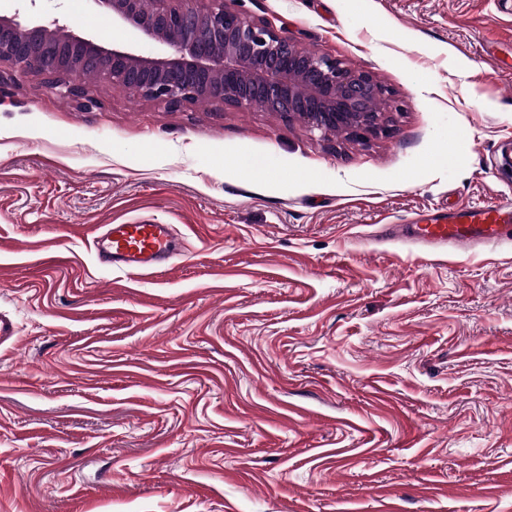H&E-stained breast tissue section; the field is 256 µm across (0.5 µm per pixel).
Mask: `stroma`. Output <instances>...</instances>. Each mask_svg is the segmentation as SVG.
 <instances>
[{"mask_svg":"<svg viewBox=\"0 0 512 512\" xmlns=\"http://www.w3.org/2000/svg\"><path fill=\"white\" fill-rule=\"evenodd\" d=\"M227 6L400 110L322 142L0 67V512H512V245L377 236L512 192V0ZM37 8L129 39L90 0ZM142 219L177 225L174 267L101 266L95 228Z\"/></svg>","mask_w":512,"mask_h":512,"instance_id":"obj_1","label":"stroma"}]
</instances>
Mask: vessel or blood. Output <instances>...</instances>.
I'll list each match as a JSON object with an SVG mask.
<instances>
[{"label": "vessel or blood", "instance_id": "obj_1", "mask_svg": "<svg viewBox=\"0 0 512 512\" xmlns=\"http://www.w3.org/2000/svg\"><path fill=\"white\" fill-rule=\"evenodd\" d=\"M384 235L432 251L496 247L512 241V196L501 197L494 205L462 202L422 224H388ZM177 236L175 225L142 220L100 225L92 244L101 265L132 275H152L176 260Z\"/></svg>", "mask_w": 512, "mask_h": 512}]
</instances>
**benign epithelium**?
Wrapping results in <instances>:
<instances>
[{
  "mask_svg": "<svg viewBox=\"0 0 512 512\" xmlns=\"http://www.w3.org/2000/svg\"><path fill=\"white\" fill-rule=\"evenodd\" d=\"M112 22L154 42L153 55L133 45H105L58 19L0 14V63L47 76L49 85L86 108L90 90L71 80L89 58L107 68L97 77L170 109L207 102L288 117L327 139L365 140L388 131L394 99L369 72L310 51L269 22L224 6V0H91Z\"/></svg>",
  "mask_w": 512,
  "mask_h": 512,
  "instance_id": "obj_1",
  "label": "benign epithelium"
}]
</instances>
